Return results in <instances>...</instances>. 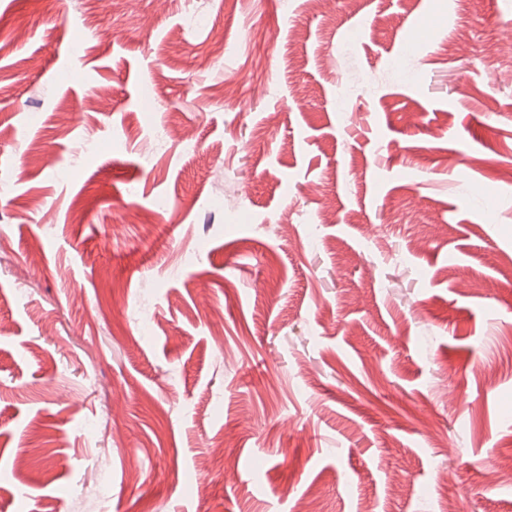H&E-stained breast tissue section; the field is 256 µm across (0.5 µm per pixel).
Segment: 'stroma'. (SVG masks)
<instances>
[{"mask_svg": "<svg viewBox=\"0 0 512 512\" xmlns=\"http://www.w3.org/2000/svg\"><path fill=\"white\" fill-rule=\"evenodd\" d=\"M509 29L0 0V512H512Z\"/></svg>", "mask_w": 512, "mask_h": 512, "instance_id": "stroma-1", "label": "stroma"}]
</instances>
